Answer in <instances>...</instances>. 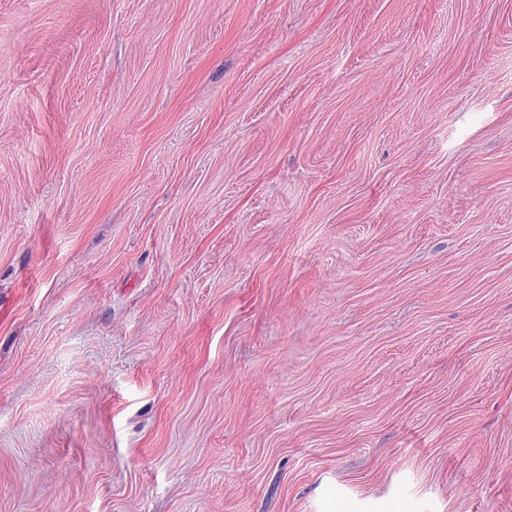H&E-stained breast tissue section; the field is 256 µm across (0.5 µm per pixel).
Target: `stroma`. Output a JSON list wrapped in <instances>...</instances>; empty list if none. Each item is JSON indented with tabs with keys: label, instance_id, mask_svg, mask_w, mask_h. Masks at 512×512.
Masks as SVG:
<instances>
[{
	"label": "stroma",
	"instance_id": "obj_1",
	"mask_svg": "<svg viewBox=\"0 0 512 512\" xmlns=\"http://www.w3.org/2000/svg\"><path fill=\"white\" fill-rule=\"evenodd\" d=\"M0 512H512V0H0Z\"/></svg>",
	"mask_w": 512,
	"mask_h": 512
}]
</instances>
